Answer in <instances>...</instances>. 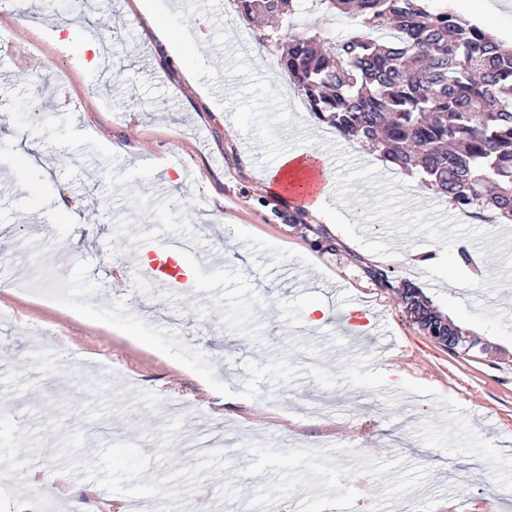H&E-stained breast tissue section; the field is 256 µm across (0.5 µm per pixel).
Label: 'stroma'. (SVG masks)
<instances>
[{"label": "stroma", "mask_w": 512, "mask_h": 512, "mask_svg": "<svg viewBox=\"0 0 512 512\" xmlns=\"http://www.w3.org/2000/svg\"><path fill=\"white\" fill-rule=\"evenodd\" d=\"M446 2L512 49V0ZM128 3L106 0L107 86L55 49L48 0H0V90L16 99L0 119V512H512V224L370 169L230 0H155L202 93ZM30 143L50 177L14 164ZM291 148L328 155L368 223L324 227L269 196ZM169 240L201 256L182 288L140 268ZM462 249L495 253L478 287ZM370 266L480 347L437 345ZM60 286L64 304L47 298Z\"/></svg>", "instance_id": "1"}]
</instances>
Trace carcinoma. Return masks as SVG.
Wrapping results in <instances>:
<instances>
[{
    "mask_svg": "<svg viewBox=\"0 0 512 512\" xmlns=\"http://www.w3.org/2000/svg\"><path fill=\"white\" fill-rule=\"evenodd\" d=\"M245 20L271 24L280 69L313 116L406 171L463 210L512 221V52L485 28L431 0H315L353 8L365 35L295 28L309 0H233ZM399 292L421 329L441 318L412 282L369 269Z\"/></svg>",
    "mask_w": 512,
    "mask_h": 512,
    "instance_id": "carcinoma-1",
    "label": "carcinoma"
}]
</instances>
